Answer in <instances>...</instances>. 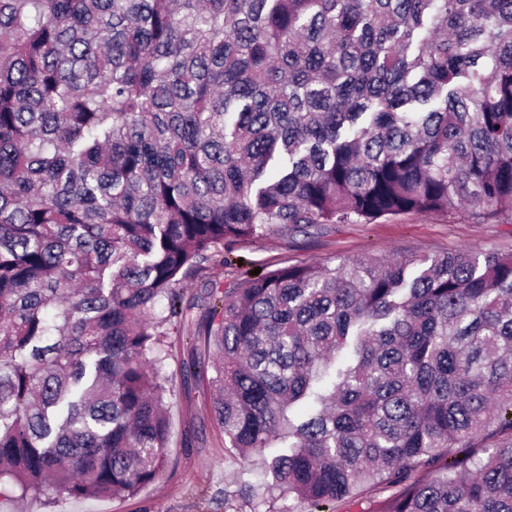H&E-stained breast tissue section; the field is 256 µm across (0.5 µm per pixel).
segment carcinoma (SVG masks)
Returning a JSON list of instances; mask_svg holds the SVG:
<instances>
[{
	"mask_svg": "<svg viewBox=\"0 0 512 512\" xmlns=\"http://www.w3.org/2000/svg\"><path fill=\"white\" fill-rule=\"evenodd\" d=\"M466 204L512 223V0H0V497L153 483L186 328L288 512H512V252L184 302L276 228Z\"/></svg>",
	"mask_w": 512,
	"mask_h": 512,
	"instance_id": "cac0c4a2",
	"label": "carcinoma"
}]
</instances>
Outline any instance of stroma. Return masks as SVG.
<instances>
[{
  "label": "stroma",
  "instance_id": "stroma-1",
  "mask_svg": "<svg viewBox=\"0 0 512 512\" xmlns=\"http://www.w3.org/2000/svg\"><path fill=\"white\" fill-rule=\"evenodd\" d=\"M475 252L512 251V224L479 221L470 212L402 214L379 224H339L316 233L277 229L262 240L232 246L224 267L211 268L207 278L232 287L254 268L267 271L297 263L338 264L357 258H401L435 255L458 249ZM206 278V279H207ZM162 374L168 380L172 429L168 464L138 494L110 499H66L51 504L0 498V512H250L242 500H225L238 482L264 481L257 467L230 459L224 433L209 406L207 381L188 377L184 365L203 358L201 343L177 331L166 340Z\"/></svg>",
  "mask_w": 512,
  "mask_h": 512
}]
</instances>
